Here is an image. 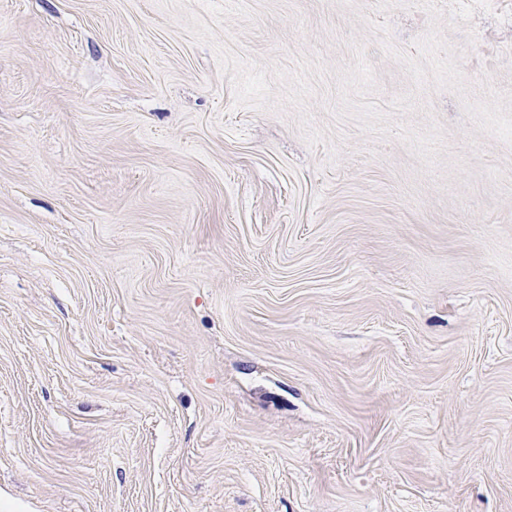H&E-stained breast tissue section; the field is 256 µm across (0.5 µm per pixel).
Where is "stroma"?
<instances>
[{
    "instance_id": "35a3bbf8",
    "label": "stroma",
    "mask_w": 512,
    "mask_h": 512,
    "mask_svg": "<svg viewBox=\"0 0 512 512\" xmlns=\"http://www.w3.org/2000/svg\"><path fill=\"white\" fill-rule=\"evenodd\" d=\"M512 0H0V512H512Z\"/></svg>"
}]
</instances>
